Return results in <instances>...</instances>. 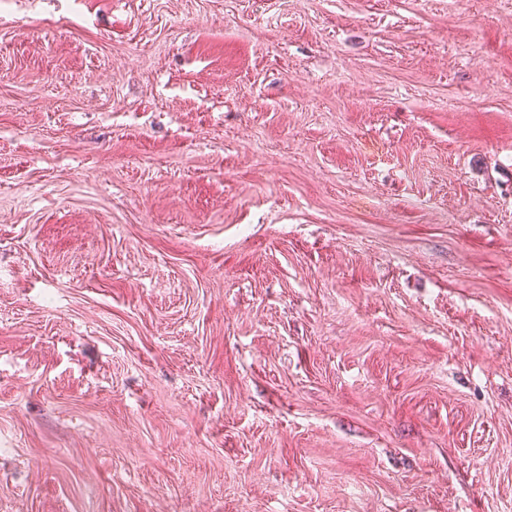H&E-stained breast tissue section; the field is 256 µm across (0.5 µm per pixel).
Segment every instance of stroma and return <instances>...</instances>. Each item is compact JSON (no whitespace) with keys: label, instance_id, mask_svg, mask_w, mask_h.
<instances>
[{"label":"stroma","instance_id":"obj_1","mask_svg":"<svg viewBox=\"0 0 512 512\" xmlns=\"http://www.w3.org/2000/svg\"><path fill=\"white\" fill-rule=\"evenodd\" d=\"M0 512H512V0H8Z\"/></svg>","mask_w":512,"mask_h":512}]
</instances>
